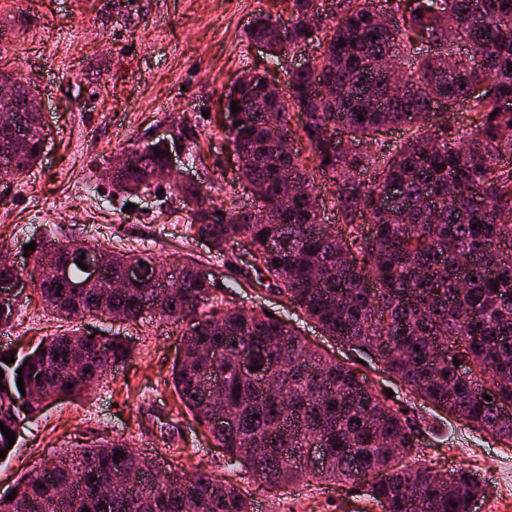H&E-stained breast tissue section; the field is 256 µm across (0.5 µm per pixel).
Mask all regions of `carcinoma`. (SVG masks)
Wrapping results in <instances>:
<instances>
[{"instance_id": "obj_1", "label": "carcinoma", "mask_w": 512, "mask_h": 512, "mask_svg": "<svg viewBox=\"0 0 512 512\" xmlns=\"http://www.w3.org/2000/svg\"><path fill=\"white\" fill-rule=\"evenodd\" d=\"M472 2L336 0L324 15L318 0H292L286 44L275 21L256 19L249 38L264 43L276 62L293 45L312 42L319 20L332 35L312 64L286 71L285 95L271 89L266 70L235 81L224 112L233 101L240 108L232 126L237 180L255 202L194 209L191 228L218 252L245 246L256 284L270 283L356 355L381 356L413 398L512 444V170L501 165L512 157V109L472 94L490 81L498 98L512 100V0H483L478 18ZM381 10L394 15L392 25L380 23ZM460 41L471 52L450 68L448 55ZM391 66L405 73L398 90L389 85ZM464 102L468 123H446ZM434 110L444 120L435 130L427 125ZM19 119L24 142L14 167L23 174L40 157L39 138L34 116L23 112ZM394 126L407 133L401 148L373 178L363 179L377 162L376 132ZM275 128L307 141L318 175L307 176L300 153L273 147ZM338 130L351 135L354 150L336 138ZM163 149L153 142L132 152L112 175L115 189L149 188L165 163ZM289 182L299 190L282 208L279 196ZM462 184L468 189L448 192ZM326 185L334 187L341 232L322 222ZM392 185L399 195L389 206ZM359 217L368 225L356 223ZM76 246L68 240L36 254L29 279L43 307L62 320L191 318L181 340L187 362L174 364L172 384L224 449L228 469L242 468L254 483L275 490L288 489L301 475L318 484H363L368 501L384 512H468L471 498L485 497L467 469L411 463L419 453L421 417L395 404L355 364L335 361L288 322L232 299L224 303L220 327L198 314L213 290L195 279L200 264L194 259L177 261L170 283L117 290L101 308L94 289L73 297L46 278L52 259L71 261L73 277L82 276ZM106 256L112 276L128 261L164 266L149 254ZM128 351L117 336L91 340L77 330L22 354L0 349V422L12 430L18 420L37 416L45 401L90 391L109 364L130 357ZM244 352L259 366L279 365L274 385L265 388L239 372ZM10 355L14 362L1 361ZM456 359L466 365L461 372ZM20 375L30 399L18 407ZM226 410L236 414L237 426L210 427L209 419ZM316 438L323 441L322 463L309 468L304 448ZM153 469L164 464L145 461L122 437L102 447L67 449L21 476L14 499L0 495V512H252L251 493L230 480L198 468L170 474L157 486ZM104 482L112 493L103 511L98 489ZM58 483L75 489L70 501L57 499Z\"/></svg>"}]
</instances>
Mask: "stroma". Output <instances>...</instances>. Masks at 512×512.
Here are the masks:
<instances>
[{
    "instance_id": "35a3bbf8",
    "label": "stroma",
    "mask_w": 512,
    "mask_h": 512,
    "mask_svg": "<svg viewBox=\"0 0 512 512\" xmlns=\"http://www.w3.org/2000/svg\"><path fill=\"white\" fill-rule=\"evenodd\" d=\"M291 17L288 0H0V69L34 82L49 130L30 172L0 178V247L31 269L24 247L70 236L112 253L194 258L220 289L202 312L219 317L224 301L291 321L313 347L345 361L346 350L317 324L293 316L273 291L255 285L239 250L216 253L190 228L191 215L167 182L128 196L113 190L112 159L122 150L167 137L178 165L197 178L211 202L244 200L234 184L224 95L252 68L269 69L267 51L248 38L259 14ZM84 331L125 339L128 360L87 394L47 401L24 424L0 460V492L60 451L120 435L145 458L174 471L203 468L227 476L223 449L184 407L171 384L188 322L155 316L137 324L85 319ZM68 327L42 306L33 288L16 299L13 321L0 327V349L19 352ZM420 458L440 469L463 467L484 483L481 512H512V447L476 433L454 416L423 408ZM254 512H370L358 484L317 486L300 480L286 492L257 489Z\"/></svg>"
}]
</instances>
